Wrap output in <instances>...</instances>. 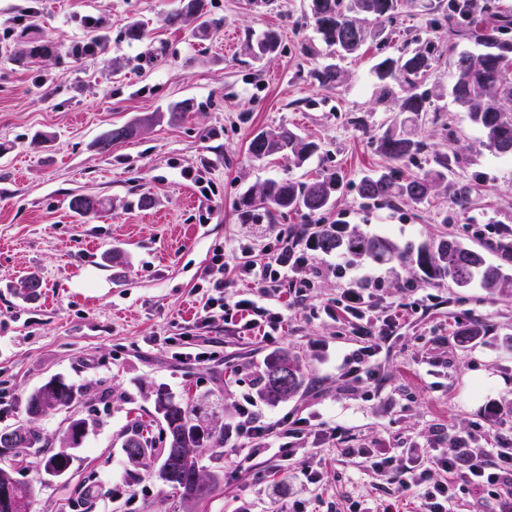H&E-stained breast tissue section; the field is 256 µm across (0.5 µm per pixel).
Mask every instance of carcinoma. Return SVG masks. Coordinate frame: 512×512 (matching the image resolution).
Wrapping results in <instances>:
<instances>
[{
    "label": "carcinoma",
    "instance_id": "cac0c4a2",
    "mask_svg": "<svg viewBox=\"0 0 512 512\" xmlns=\"http://www.w3.org/2000/svg\"><path fill=\"white\" fill-rule=\"evenodd\" d=\"M397 7L398 0H310L315 28L323 42L336 50L338 57L358 51L367 37L368 24L391 18ZM202 11V0H188L181 11L174 14L173 20L195 24L198 36L205 38L212 29L220 26L221 21L216 18L200 20ZM503 28V24L466 28L448 19V34L463 35L484 48L477 55L461 52L450 63L448 93L453 102L467 112L470 121L481 129L487 146L498 156L511 157L512 108L505 107L503 102L512 103V77L509 76L512 42L501 37ZM278 42V34L268 31L249 49L255 57L261 58L275 51ZM431 67L428 52L420 49L403 51L397 57L387 56L373 66V73L384 84L385 91H391L393 83L404 91L400 112L407 114L409 122L417 121L426 111V98L414 89ZM314 77L321 85L332 87L342 81V72L337 65L329 64L315 72ZM376 143L378 151L397 164L412 160L427 148L424 141L402 128L385 131L376 138ZM317 149L316 143L285 128L259 131L248 145L249 154L257 160L283 155L293 158L298 165ZM448 169V154L442 153L435 156L433 166L422 173L405 177L396 175L393 169L380 174L369 173L360 180L359 191L365 199L422 204L438 186L448 182ZM340 187L341 180L335 174L311 181L270 178L259 188L257 195L269 213L291 210L313 214L329 209L333 193ZM68 206L73 213L87 217L100 212L103 202L97 197L86 199L80 194H73ZM316 246L324 253L336 252L353 261L376 264L411 255L417 269L430 280L450 279L461 288L476 282L491 297L512 296V271L502 264L488 261L481 251L453 238H443L430 247L414 251L410 246L401 249L383 237L346 228L336 231L328 227L317 237ZM284 362L293 370L288 397H294L303 386L304 375L299 358L286 351L274 354L264 362L259 390V396L269 403L285 401L271 386L270 379L274 366ZM82 397L83 390L60 379H52L29 396L27 413L36 417L70 409ZM155 410L161 414L167 433L164 447L152 448L135 432L126 436L124 447L138 448L144 457L157 452L165 463L178 448L224 447V427L203 426L198 411L186 401L175 400L163 386L156 390ZM19 431L21 437L15 445L6 446L0 442V490L9 486L13 492L9 499L0 498V512H13L15 500L22 502L26 509L34 495L31 484L13 476L11 461L24 456H41L45 472L55 476L65 473L70 462V458L48 451V442L40 431L30 427H21ZM157 477L175 490L182 501L187 492H193V502L185 505L187 509L210 495L220 481L216 474L203 473L198 458L171 471L160 470Z\"/></svg>",
    "mask_w": 512,
    "mask_h": 512
}]
</instances>
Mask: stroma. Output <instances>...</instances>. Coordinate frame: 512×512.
<instances>
[{
  "instance_id": "1",
  "label": "stroma",
  "mask_w": 512,
  "mask_h": 512,
  "mask_svg": "<svg viewBox=\"0 0 512 512\" xmlns=\"http://www.w3.org/2000/svg\"><path fill=\"white\" fill-rule=\"evenodd\" d=\"M448 3L402 0L343 61L342 82L324 88L314 73L330 50L314 29L309 0H205L221 21L205 40L172 23L182 0H0V32L10 33L0 41V431L27 422L30 393L53 377L87 398L37 420L50 448H59L68 416L90 423L63 476L46 475L35 456L15 470L34 486L30 512H183L156 478L159 457L135 466L122 451L133 430L161 440L152 390L166 386L230 427L243 401L256 400L265 358L281 350L300 358L305 382L287 402H259L261 418L311 416L341 433L284 437L289 464L271 451L204 449L203 470L220 483L195 512H267L274 500L286 512L357 505L384 512L389 504L419 512L417 497L396 498L391 473L375 472L354 449H386L400 470L407 448L442 428L452 454L458 436L471 449L512 448V297L447 280L436 286L396 262L374 265L384 279L382 305L410 295L419 308L385 344L369 385L348 383L343 359L358 339L324 311L347 286L335 273L316 280L307 298L280 296L285 322L275 341L238 333L219 309L205 327L195 326L197 287L215 246L226 254L224 293L235 297L238 247L249 246L252 261L263 263L277 247L264 231L270 223L309 235L344 224L400 247L456 237L499 262L489 239L512 232V158L492 153L448 95L449 60L475 48L448 39ZM29 8L31 25L20 24ZM87 15L103 21V52L33 58L42 41L63 48L89 38ZM136 23L141 36L128 38ZM268 30L278 32L280 45L254 58L246 45ZM419 48L434 62L419 86L429 99L415 131L451 157L452 171L428 202L377 204L360 196L358 184L392 166L372 137L399 119L402 93H384L371 68L379 57ZM182 100L193 109L171 119V104ZM137 121L136 137L100 150L104 132ZM263 128L293 130L319 149L299 166L284 157L255 160L248 144ZM187 170L193 179L184 178ZM331 173L343 189L326 211L269 216L260 209L248 219L238 206L265 179ZM83 192L105 199L98 216L69 211V196ZM144 196L152 200L146 208L138 204ZM29 273L42 281L33 297L18 287ZM473 326L479 337L472 342L463 331ZM199 351L210 359H196ZM292 465L312 470L317 483L289 480Z\"/></svg>"
}]
</instances>
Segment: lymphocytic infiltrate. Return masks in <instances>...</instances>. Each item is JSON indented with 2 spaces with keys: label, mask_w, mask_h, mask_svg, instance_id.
Here are the masks:
<instances>
[{
  "label": "lymphocytic infiltrate",
  "mask_w": 512,
  "mask_h": 512,
  "mask_svg": "<svg viewBox=\"0 0 512 512\" xmlns=\"http://www.w3.org/2000/svg\"><path fill=\"white\" fill-rule=\"evenodd\" d=\"M277 249L270 253L264 264L240 263L238 279L254 284L255 297L228 301L224 295V249L213 250L211 262L205 270V281L210 293L202 306L203 312L218 308L224 313L239 317L240 332L262 331L264 338L275 340L284 320L281 311L259 305V298H268L282 292L295 297L307 296L316 279L321 278L326 267L319 263L313 240H302L300 235L278 230ZM338 274L348 275L349 285L342 289L336 300L337 309L357 325L359 346L349 353L345 362L350 381L368 384L377 377L375 357L382 345L394 335L402 311L408 303L389 309L381 306L378 290L380 276L369 272L349 274L343 263H336ZM324 424L311 423L305 417L283 416L273 423L262 421L253 402H246L235 425V439L241 447L253 453L271 449L282 434L291 433L308 437H320ZM445 431H437L434 438L421 446L409 448L410 464L397 472L399 492H414L421 500L422 512H448V505L457 495L472 494L495 501L497 512H512V452H500V464L487 463L482 455L468 459L443 451L442 443L448 441ZM458 473L453 482H430L432 470Z\"/></svg>",
  "instance_id": "obj_1"
}]
</instances>
